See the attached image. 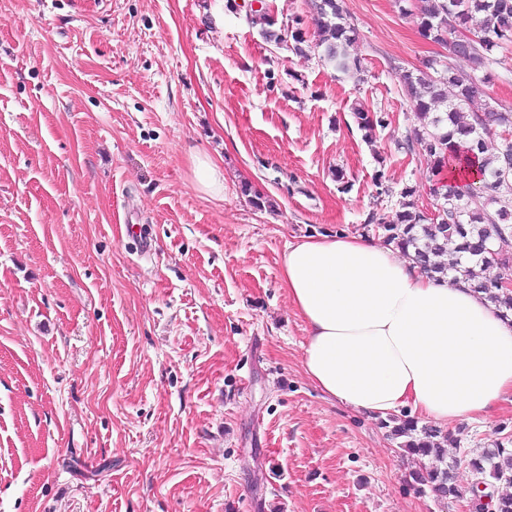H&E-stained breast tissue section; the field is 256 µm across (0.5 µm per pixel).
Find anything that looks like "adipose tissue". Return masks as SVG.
Wrapping results in <instances>:
<instances>
[{"instance_id":"adipose-tissue-1","label":"adipose tissue","mask_w":512,"mask_h":512,"mask_svg":"<svg viewBox=\"0 0 512 512\" xmlns=\"http://www.w3.org/2000/svg\"><path fill=\"white\" fill-rule=\"evenodd\" d=\"M281 279L306 325L305 371L341 404L443 427L512 396V321L484 293L349 235L289 245Z\"/></svg>"}]
</instances>
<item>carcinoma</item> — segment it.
I'll use <instances>...</instances> for the list:
<instances>
[{
  "instance_id": "obj_1",
  "label": "carcinoma",
  "mask_w": 512,
  "mask_h": 512,
  "mask_svg": "<svg viewBox=\"0 0 512 512\" xmlns=\"http://www.w3.org/2000/svg\"><path fill=\"white\" fill-rule=\"evenodd\" d=\"M313 5L321 60L343 75L360 72L361 61L350 52L356 30L342 0H313ZM416 16L420 34L433 43L450 45L448 31L456 29L478 40L463 52H452L468 63L466 70L432 59L425 69L402 75V91L418 121L406 136L404 149L426 156L437 178L450 160L476 168L482 190L472 195L471 183L463 179L448 186L446 192H435L436 214L432 217L415 207L411 200L414 190L406 188L394 215L372 211L364 229L382 235L405 254L413 252L414 260L431 273L461 274L508 313L512 311V290L502 284V270L512 253V140H504L501 132L512 131V112L486 108L478 113L471 111V106L484 98L472 82L478 79L488 84L494 54L512 44V0H420ZM262 19L267 25L262 30L267 41L280 46L289 38L295 52L306 54L300 19H293L288 36L271 29L274 22L268 14H262ZM352 113L366 138L375 127L385 125L384 118L360 105L353 107ZM381 425L390 429L399 448L422 459L418 469L409 474L418 492L428 488L441 498L462 497L445 456V447L455 442L451 433L421 425L406 412L389 416ZM469 465L474 477L488 485L493 502L490 508L474 497L470 512H512V494L498 492V484L512 485V436L496 441L495 447L470 459Z\"/></svg>"
}]
</instances>
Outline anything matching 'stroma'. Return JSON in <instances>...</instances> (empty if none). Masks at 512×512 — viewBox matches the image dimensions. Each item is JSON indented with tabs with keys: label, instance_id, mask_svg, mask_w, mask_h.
<instances>
[{
	"label": "stroma",
	"instance_id": "1",
	"mask_svg": "<svg viewBox=\"0 0 512 512\" xmlns=\"http://www.w3.org/2000/svg\"><path fill=\"white\" fill-rule=\"evenodd\" d=\"M248 3L0 0V512H465L313 385L280 261L404 188L433 210L401 80L466 63L411 0H343L356 79L267 43ZM359 102L388 121L370 141ZM500 427L511 402L451 426L462 490ZM194 174L201 188L211 195L224 193V177L219 165L208 156L196 157Z\"/></svg>",
	"mask_w": 512,
	"mask_h": 512
}]
</instances>
